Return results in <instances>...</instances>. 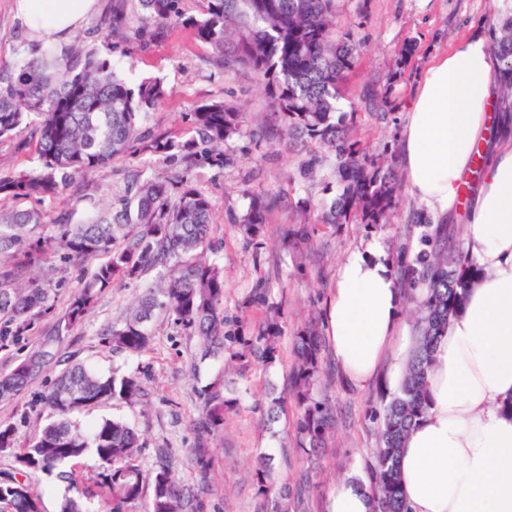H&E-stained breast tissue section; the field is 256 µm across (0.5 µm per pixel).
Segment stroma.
Masks as SVG:
<instances>
[{
  "label": "stroma",
  "instance_id": "1",
  "mask_svg": "<svg viewBox=\"0 0 512 512\" xmlns=\"http://www.w3.org/2000/svg\"><path fill=\"white\" fill-rule=\"evenodd\" d=\"M14 4L15 0H0V66L14 63L21 45L36 41L19 27ZM111 6L112 0H99L98 12L73 38L97 46L130 86L147 78L161 82L164 97L143 122L150 135L188 139L189 113L211 100L234 104L247 114L240 130L224 142L227 164L194 170L193 182L212 202L211 236L218 250L206 258L223 271L225 329L247 336L257 332L270 315H278L283 330L280 358L270 367L252 364L237 377L232 391L237 408L223 428L212 434V467L208 477H201L193 456L200 391L206 384L223 381V359H201L195 337L163 315L150 322L152 341L144 352L131 356L107 343L108 331L153 281L150 271L137 279L114 282L99 294L78 325L58 334L57 324L78 282L105 258L97 255L65 263L52 254L45 263V276L53 282L49 308L21 345L0 351V374L10 372L44 345L60 359L85 363L103 374L135 376L142 387L139 401L103 403L73 415V422L86 427L107 417L128 423L139 436L140 465L147 474L157 466L156 449H167L179 488L188 499L204 501L205 512H264L266 502L253 476L263 453L273 455L275 477L287 483L301 512H328L337 476H363V452L375 444L366 410L389 387L388 373L354 388L343 382L331 354H324L316 393L331 400L333 423L327 446L314 462L295 444L293 415L268 422V403L287 392L294 338L309 319L324 317L336 286L337 267L347 253L375 241L391 255L403 246L418 252L423 224L434 215L402 189L389 224L374 229L357 223L338 228L321 224L322 211L341 193L334 152L313 145L321 162L313 177H303V155L284 142L263 86L253 73L225 69L209 46L181 25L171 27L163 40L147 44L117 38L101 41L95 31ZM490 15L499 21L512 16V0H336V33L350 34L362 47L337 108L346 113L355 140L369 156L389 164L391 155L399 151L405 104L419 70L461 36L485 29ZM34 149L26 128L0 138V174L31 167ZM135 169L162 178L172 174L175 165L165 155L136 147L91 176L76 179L62 197L39 202L0 196V208L38 207L47 222L37 227V234L53 236L57 228L50 219L69 208L72 198L83 197L87 210L116 204ZM257 196L275 200L276 205L256 245L243 238L237 224ZM304 223L316 225L317 230L310 246L298 248L288 235ZM259 286L265 290V300L257 304L251 295ZM57 372V367L47 365L18 396L0 401V422L13 425L16 445H25L34 430L50 420L40 397L50 391Z\"/></svg>",
  "mask_w": 512,
  "mask_h": 512
}]
</instances>
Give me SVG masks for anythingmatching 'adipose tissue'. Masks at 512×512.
<instances>
[{
	"label": "adipose tissue",
	"mask_w": 512,
	"mask_h": 512,
	"mask_svg": "<svg viewBox=\"0 0 512 512\" xmlns=\"http://www.w3.org/2000/svg\"><path fill=\"white\" fill-rule=\"evenodd\" d=\"M98 0H16L21 25L67 47ZM501 62L475 33L420 70L406 103L401 158L407 189L431 212L456 206L473 160L465 248L480 276L439 338L428 376V411L402 450L410 512H512V122L495 110ZM402 296L378 244L353 249L336 272L325 325L343 380L365 386L395 346Z\"/></svg>",
	"instance_id": "adipose-tissue-1"
}]
</instances>
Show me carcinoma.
Segmentation results:
<instances>
[{"label": "carcinoma", "mask_w": 512, "mask_h": 512, "mask_svg": "<svg viewBox=\"0 0 512 512\" xmlns=\"http://www.w3.org/2000/svg\"><path fill=\"white\" fill-rule=\"evenodd\" d=\"M129 0H112V11L101 29L114 38L134 36L143 42L163 38L178 19L192 28L215 57L230 69L252 71L264 84L272 112L282 124L288 144L304 147L317 141L335 152L336 179L342 193L321 217L323 224H388L397 201L398 185L392 170L382 171L352 139L351 128L336 120V101L355 69L361 47L347 34L331 36L335 26V0H206L199 17L184 16L179 0H137V13L129 15ZM493 51L504 63L509 81L501 96L512 99V18L493 27ZM163 97L156 79L132 88L114 64L93 46L69 47L63 52L39 46L23 49L12 65L0 68V137L23 125L33 126L38 165L28 172L0 174V195L57 197L72 182L107 166L135 141L144 148L170 157L182 167L174 181L129 175L126 196L115 210H95L73 222L78 204L55 219L53 238L36 237L34 228L44 223L38 210L0 212V350L24 340L48 309L50 289L35 273L47 255L61 251L71 259L107 253L100 265L73 295L57 333L77 325L96 296L118 277L134 278L148 269L158 278L131 307L123 321L112 327V349L138 354L151 342L147 323L157 313H168L197 337L201 359L226 354L227 343L240 349L229 360L240 369L247 355L259 354L267 365L277 359L281 326L272 320L254 336L230 337L224 331V278L216 264L201 259L217 245L211 238L212 206L196 189L192 170L199 166L224 167L219 146L235 134L246 114L222 100L200 105L190 113L194 137L187 140H144L141 123ZM274 202L254 199L240 220L246 238H257ZM422 249L414 256L397 253V283L411 306L415 346L409 353L399 386L369 406L366 416L375 424L376 444L367 449L363 472L372 512H409L400 484L399 456L410 431L426 413L427 378L439 334L458 311L467 289L477 276L473 261L461 248L448 247V227L426 224ZM118 242L125 247L117 248ZM56 354L42 348L9 373L0 375V400H9ZM294 382L287 396L271 398L266 414L273 421L293 402L297 416V445L316 452L325 446L333 421L332 408L315 395L323 373L319 323H310L295 337L292 364ZM141 394L133 376L116 378L90 366L66 365L43 404L55 419L34 432L28 444L15 447L11 425L0 423V452L10 451L15 465L0 471V512H42L41 497L29 477L37 472L56 477L74 487L76 466L93 451L101 485L106 493L86 488L65 497L63 512H90L88 500L96 497L95 512H125L140 500L145 477L139 464L140 444L127 423L105 418L87 429L71 416L104 402H131ZM202 409L193 448L202 473L210 465L208 435L224 425L235 399L224 386L211 383L201 390ZM273 458L261 456L255 476L259 491L271 503L269 512H289L288 486L273 480ZM188 500L165 464L151 479L145 512H185Z\"/></svg>", "instance_id": "obj_1"}]
</instances>
